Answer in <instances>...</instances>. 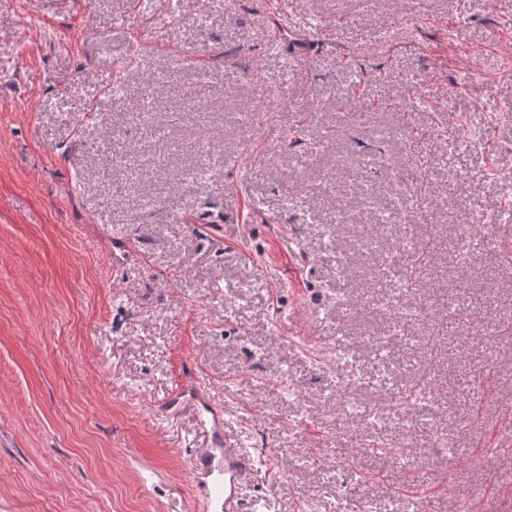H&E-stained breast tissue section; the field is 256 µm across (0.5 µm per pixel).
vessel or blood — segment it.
<instances>
[{"label":"vessel or blood","mask_w":512,"mask_h":512,"mask_svg":"<svg viewBox=\"0 0 512 512\" xmlns=\"http://www.w3.org/2000/svg\"><path fill=\"white\" fill-rule=\"evenodd\" d=\"M199 415L209 446L192 459L191 471L204 512H243L242 490L260 467L251 451L233 436L209 387L188 377L159 407L175 415L184 409Z\"/></svg>","instance_id":"vessel-or-blood-1"}]
</instances>
